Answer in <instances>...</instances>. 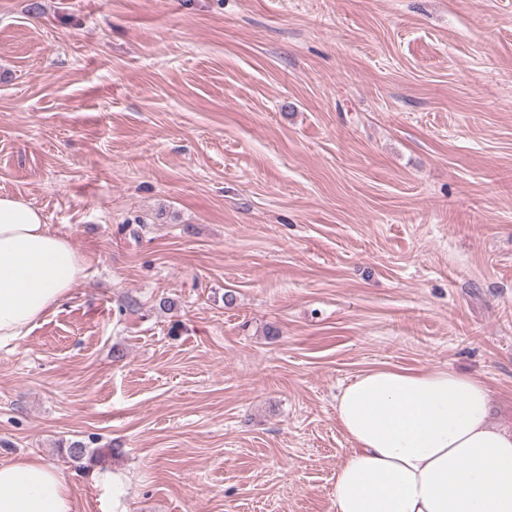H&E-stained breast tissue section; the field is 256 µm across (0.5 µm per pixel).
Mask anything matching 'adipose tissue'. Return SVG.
I'll return each instance as SVG.
<instances>
[{
  "instance_id": "obj_1",
  "label": "adipose tissue",
  "mask_w": 512,
  "mask_h": 512,
  "mask_svg": "<svg viewBox=\"0 0 512 512\" xmlns=\"http://www.w3.org/2000/svg\"><path fill=\"white\" fill-rule=\"evenodd\" d=\"M85 270L39 209L0 195V345L27 336ZM490 403L484 384L453 370L362 372L336 397L352 448L335 512H512V432L490 423ZM0 512H74L72 490L42 460L0 463Z\"/></svg>"
}]
</instances>
